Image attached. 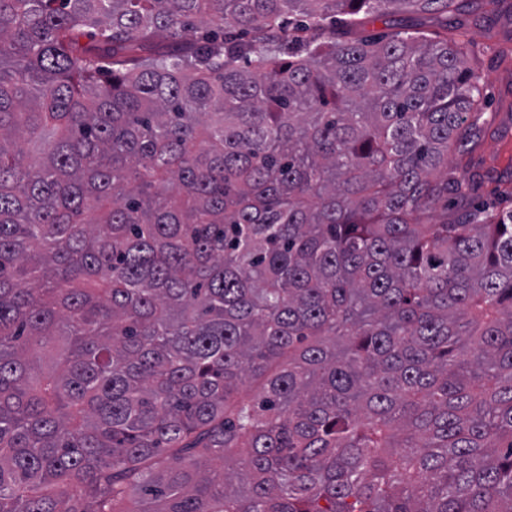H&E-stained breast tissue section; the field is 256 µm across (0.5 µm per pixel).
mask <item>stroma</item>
<instances>
[{"label":"stroma","mask_w":512,"mask_h":512,"mask_svg":"<svg viewBox=\"0 0 512 512\" xmlns=\"http://www.w3.org/2000/svg\"><path fill=\"white\" fill-rule=\"evenodd\" d=\"M449 24L462 26L475 44L477 57L473 67L480 73L482 110L492 124L480 144L465 157L448 162L449 173L466 186L467 199L458 203L449 195L448 210L460 206L512 210V200L499 194V181L506 176L512 161V58L503 60L496 54L499 45L512 41V0H503L498 13L487 17L478 0L467 9L449 15Z\"/></svg>","instance_id":"obj_1"}]
</instances>
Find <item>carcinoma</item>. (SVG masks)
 <instances>
[{
  "label": "carcinoma",
  "instance_id": "cac0c4a2",
  "mask_svg": "<svg viewBox=\"0 0 512 512\" xmlns=\"http://www.w3.org/2000/svg\"><path fill=\"white\" fill-rule=\"evenodd\" d=\"M468 2L0 0V512H512ZM434 24L435 19L433 15H417L405 10H398L385 14L375 21H367L364 33L366 36L390 33L410 25H414L413 27L417 29L420 28L432 32L435 29Z\"/></svg>",
  "mask_w": 512,
  "mask_h": 512
}]
</instances>
